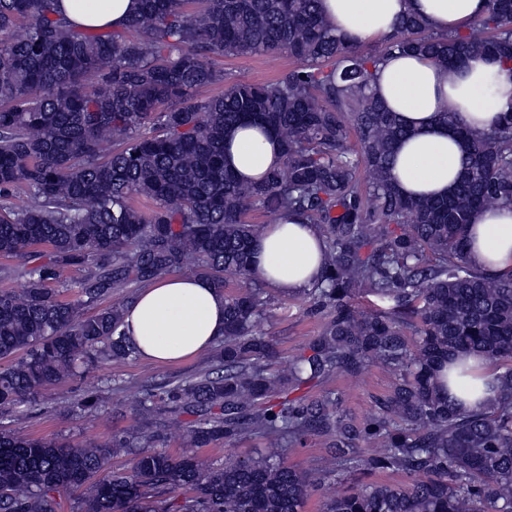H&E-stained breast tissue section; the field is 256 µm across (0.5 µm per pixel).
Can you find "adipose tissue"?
Here are the masks:
<instances>
[{"mask_svg":"<svg viewBox=\"0 0 512 512\" xmlns=\"http://www.w3.org/2000/svg\"><path fill=\"white\" fill-rule=\"evenodd\" d=\"M320 10L347 42L383 41L406 14L422 18L439 33L468 31L484 13L485 0H320ZM66 17L80 27L124 28L139 0H100L92 7L62 0ZM446 67L419 53L393 52L375 71L373 89L408 130L395 148L390 176L402 195L446 196L462 170L464 147L446 114L469 128L487 129L512 108V63L474 56ZM224 163L244 182L261 181L282 164L280 141L252 122L238 125L224 139ZM469 263L489 273L512 272V204L478 211L468 228ZM324 238L317 225L289 215L265 225L252 244L254 277L278 293L311 288L323 266ZM123 328L140 358L177 364L199 356L224 336V294L206 277L168 275L144 288L124 310ZM466 367L454 377L448 397L469 412L487 410L498 394V375L477 354L453 356Z\"/></svg>","mask_w":512,"mask_h":512,"instance_id":"ef3b65f1","label":"adipose tissue"}]
</instances>
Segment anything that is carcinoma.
Here are the masks:
<instances>
[{"label": "carcinoma", "mask_w": 512, "mask_h": 512, "mask_svg": "<svg viewBox=\"0 0 512 512\" xmlns=\"http://www.w3.org/2000/svg\"><path fill=\"white\" fill-rule=\"evenodd\" d=\"M61 0H0V256L21 262L0 279V413L76 375L81 366L138 357L124 305H101L197 261L225 294L220 368L147 389L140 410L191 414V450L157 448L146 425L79 446L0 431V512H62L61 493L83 490L74 512H303L322 482L386 472L403 483L352 487L322 512H512V274L467 261L472 216L512 204V108L485 132L447 116L465 146L448 196L407 197L389 172L408 135L373 92L374 71L395 50L454 68L467 56L512 63V0H486L466 35H438L414 15L383 48L336 35L319 0H140L122 29L82 28ZM21 32H16V29ZM286 53L297 65L275 82L224 81L212 55ZM97 85L89 88V77ZM260 122L280 139L283 165L258 183L224 168V137ZM136 196L154 201L145 213ZM297 214L319 226L326 263L305 291L321 331L282 372L262 332L268 300L251 278L246 215ZM49 246L47 262L30 264ZM93 262L82 280L63 272ZM368 292L382 307L361 309ZM483 355L500 370L494 405L453 407L441 372L450 356ZM373 365L390 392L356 422L338 392L311 396L334 375ZM267 451L210 465L195 448L246 436ZM324 437L330 464L318 477L283 452ZM134 452L129 470L112 458Z\"/></svg>", "instance_id": "cac0c4a2"}]
</instances>
